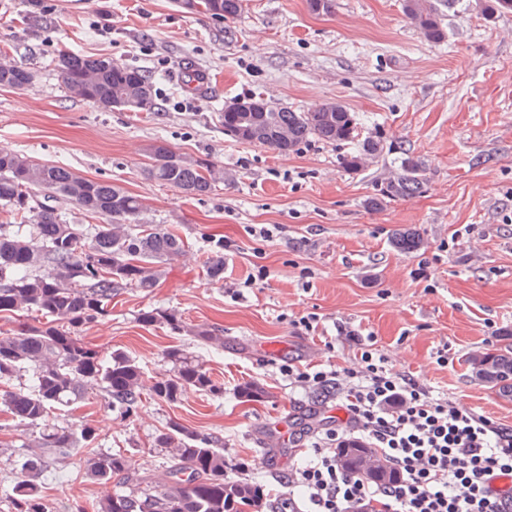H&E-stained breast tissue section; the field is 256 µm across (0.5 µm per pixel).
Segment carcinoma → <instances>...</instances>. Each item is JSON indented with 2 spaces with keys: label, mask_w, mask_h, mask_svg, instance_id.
Returning <instances> with one entry per match:
<instances>
[{
  "label": "carcinoma",
  "mask_w": 512,
  "mask_h": 512,
  "mask_svg": "<svg viewBox=\"0 0 512 512\" xmlns=\"http://www.w3.org/2000/svg\"><path fill=\"white\" fill-rule=\"evenodd\" d=\"M192 2L191 13L215 20L235 17L243 6V0ZM478 7L492 17L512 12V0H478ZM402 9L425 39H445L434 0H403ZM55 68L72 98L109 110H130L134 108L130 99L137 98V111L158 109L157 78L142 69L73 53L58 55ZM35 78V72L22 64L0 62V88L27 92ZM222 117L224 132L231 137L248 123L257 136L247 143L281 153L313 139L329 144L354 141V149L342 159L352 172L364 169L385 151L384 142L376 137L357 139L354 115L337 100L315 111L296 112L275 108L256 93L224 100ZM147 152L151 160L144 169L147 178L189 197L206 196L215 183L229 178L203 159L177 153L163 138L152 142ZM423 188L421 162L407 154L366 205L378 209L391 200L419 195ZM38 193L47 199L61 198L82 214L100 217L102 223L76 224L67 211L49 204L36 206ZM391 242L405 254L424 246L420 233L408 227L393 230ZM186 255L181 237L162 224L148 223L143 203L123 187L27 154L0 150V315L34 311L42 318L38 326L0 333V382L23 369L32 371L27 386L0 392V405L14 419L38 428L29 453L19 462L22 479L9 493L14 512H49L35 482L44 470L45 452L68 454L96 440L91 426L72 431L48 423L56 406L80 403L89 388L98 386L109 409L130 415L147 395L175 404L187 387L217 390L202 363L179 350L168 354L175 365L173 372L150 377L123 352L105 355L78 336L84 325L108 315L115 289L147 291L156 286L166 262ZM206 276L213 283L224 280V241L220 239L214 241ZM138 320L144 326L165 322L204 347L224 348V337L185 324L174 310H143ZM467 363L475 381L512 401V348L476 350ZM155 444L172 454L165 478L140 495L119 490L106 494L98 512H261L262 485L224 476V449L211 438L173 423L156 436ZM339 461L348 473L379 483L396 476L390 462L357 440L343 444ZM84 468L100 484L120 485L130 463L119 452L90 453Z\"/></svg>",
  "instance_id": "cac0c4a2"
}]
</instances>
